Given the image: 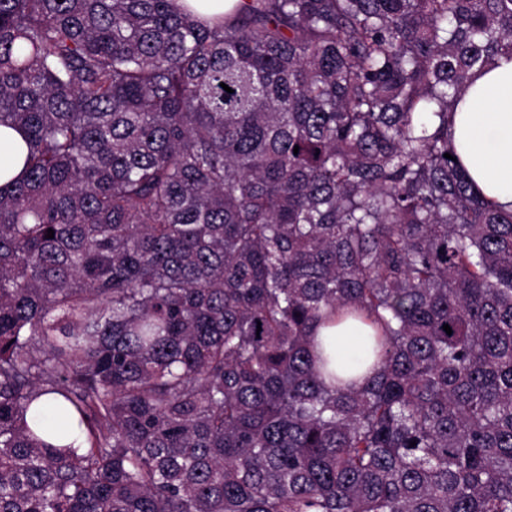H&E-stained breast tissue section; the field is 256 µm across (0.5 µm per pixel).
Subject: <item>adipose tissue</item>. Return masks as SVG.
Wrapping results in <instances>:
<instances>
[{"instance_id": "obj_1", "label": "adipose tissue", "mask_w": 512, "mask_h": 512, "mask_svg": "<svg viewBox=\"0 0 512 512\" xmlns=\"http://www.w3.org/2000/svg\"><path fill=\"white\" fill-rule=\"evenodd\" d=\"M457 156L481 194L512 209V57L477 73L452 115Z\"/></svg>"}]
</instances>
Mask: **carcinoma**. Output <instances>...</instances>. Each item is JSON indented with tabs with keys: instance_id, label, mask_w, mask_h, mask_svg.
I'll list each match as a JSON object with an SVG mask.
<instances>
[{
	"instance_id": "obj_1",
	"label": "carcinoma",
	"mask_w": 512,
	"mask_h": 512,
	"mask_svg": "<svg viewBox=\"0 0 512 512\" xmlns=\"http://www.w3.org/2000/svg\"><path fill=\"white\" fill-rule=\"evenodd\" d=\"M507 52L512 0H0V512H512V212L444 157ZM318 336L324 339L333 340L334 349L336 345V337L343 339L341 347L347 355L356 356L360 351V341L357 336H363L358 330L346 327L344 325L320 328Z\"/></svg>"
}]
</instances>
